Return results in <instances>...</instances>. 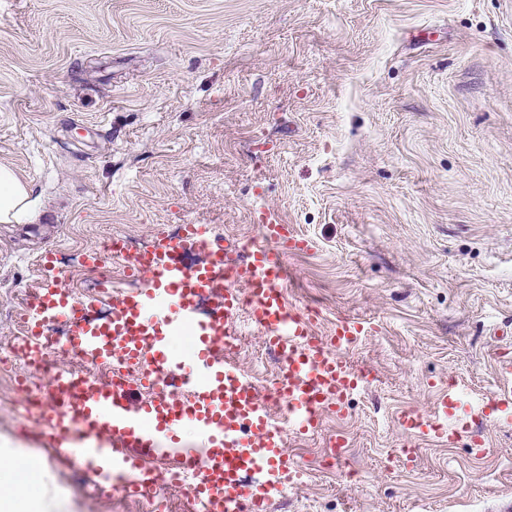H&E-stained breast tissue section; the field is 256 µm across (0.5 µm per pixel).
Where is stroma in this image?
<instances>
[{
  "label": "stroma",
  "instance_id": "stroma-1",
  "mask_svg": "<svg viewBox=\"0 0 512 512\" xmlns=\"http://www.w3.org/2000/svg\"><path fill=\"white\" fill-rule=\"evenodd\" d=\"M0 165L39 213L0 224V340L42 286H78L112 235L136 246L182 224L244 246L254 216L292 225L288 300L366 322L345 353L371 370L344 416L289 436L312 474L271 512H501L512 504V419L468 440L416 441L396 422L448 387L480 407L511 387L512 0H0ZM235 361L260 389L276 373L260 332L234 321ZM0 373V448L42 462L61 512H192L159 485L133 498L80 475ZM350 449L316 469L337 429Z\"/></svg>",
  "mask_w": 512,
  "mask_h": 512
}]
</instances>
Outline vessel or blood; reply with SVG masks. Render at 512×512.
I'll return each mask as SVG.
<instances>
[{
    "label": "vessel or blood",
    "instance_id": "1",
    "mask_svg": "<svg viewBox=\"0 0 512 512\" xmlns=\"http://www.w3.org/2000/svg\"><path fill=\"white\" fill-rule=\"evenodd\" d=\"M258 230L243 267L229 249L211 248L206 224L182 225L177 235L160 237L144 251L110 239L93 261L125 260L138 285L113 298L104 319L94 316L96 299L52 285L39 288L27 322L30 364L42 363L36 341L41 319L62 316L72 347L108 373L103 382L58 373L42 421L59 441L77 442L85 458L101 459L95 472L104 484L117 479L123 491L140 495L186 478L203 512H268L275 490L299 472L287 434L317 433L324 415H343L366 384L368 371L343 356L367 335L364 323L341 318L318 335L313 318L284 295L285 255L307 249V241L267 212L259 214ZM196 252L204 261L187 265L186 256ZM243 315L277 356L276 393L288 406L286 423L274 421L266 395L230 358V323ZM187 329L194 345L175 353L168 339ZM458 411L456 393L445 392L427 412L402 411L397 423L417 440L452 444L469 437L481 456L486 448L477 421L511 413L512 389L493 395L479 413L462 417ZM187 424L197 430L200 448L178 447L176 432Z\"/></svg>",
    "mask_w": 512,
    "mask_h": 512
}]
</instances>
